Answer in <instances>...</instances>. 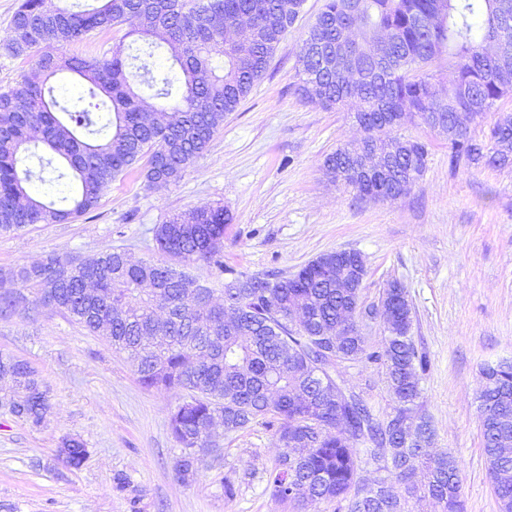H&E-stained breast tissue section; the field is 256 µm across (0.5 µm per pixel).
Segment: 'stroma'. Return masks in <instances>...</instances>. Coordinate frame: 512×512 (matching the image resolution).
<instances>
[{
    "mask_svg": "<svg viewBox=\"0 0 512 512\" xmlns=\"http://www.w3.org/2000/svg\"><path fill=\"white\" fill-rule=\"evenodd\" d=\"M325 0H305L264 77L224 118L204 155L173 183L155 185L136 162L104 190L97 208L63 224L0 233V292L14 270L47 255L87 258L109 249L171 264L156 229L189 209L221 206L224 264L248 274L290 275L330 250L361 253L363 306L379 304L399 282L413 312L411 334L426 354L421 410L431 453L461 463L466 512H499L479 420L481 370L512 360V166L452 164L447 137L422 121L400 133L429 145L427 169L392 202L360 201L330 182L324 160L361 137L348 113L324 109L298 91L297 57ZM20 0H0V89L31 60L8 51ZM131 23L64 45L86 59L129 45ZM26 308L0 316V350L26 359L49 389L51 410L33 428L0 408V512H294L277 502L267 473L280 451L273 430L256 423L233 435L216 427L222 448L197 476L178 478L181 449L169 429L179 401L144 387L124 354L26 289ZM340 377L376 418L396 402L380 363L360 358ZM83 442L78 468L59 456L64 439ZM236 487L224 494L223 480Z\"/></svg>",
    "mask_w": 512,
    "mask_h": 512,
    "instance_id": "1",
    "label": "stroma"
}]
</instances>
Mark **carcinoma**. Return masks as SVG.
<instances>
[{"label":"carcinoma","mask_w":512,"mask_h":512,"mask_svg":"<svg viewBox=\"0 0 512 512\" xmlns=\"http://www.w3.org/2000/svg\"><path fill=\"white\" fill-rule=\"evenodd\" d=\"M358 4L361 38L345 36L348 4ZM73 10L50 0H22L15 12L7 48L35 58L31 70L0 91V232L32 224L68 223L94 210L103 190L128 167L147 158L146 179L178 180L206 151L224 116L237 109L263 78L273 53L300 13L304 0H162L165 11L141 0H95ZM497 0H326L303 40L298 57L299 91L327 109L350 107L353 119L370 131L379 153L394 158L398 171L363 174L349 165L361 146L336 148L324 161L326 175L356 197L394 200L406 180L416 182L428 162V144L382 130L386 113L403 112L424 123L437 114V129L447 134L450 160L501 167L512 164V68L504 71L488 54L493 25L512 33V5ZM137 44L131 57L116 49L90 63L57 52L98 30L123 24ZM384 31L390 40L375 50L368 32ZM168 47L173 67L159 75L148 67L155 41ZM224 57L220 73L210 67ZM348 61L336 67V57ZM70 72L86 82L92 97H104V115L94 116L60 102L53 79ZM441 78L446 96L438 100L430 79ZM181 93L170 112H147L137 87L168 100L176 83ZM481 104L479 116L495 115L484 139L456 127L460 89ZM506 141L509 150H496ZM37 159L55 173L53 180L75 183L72 195L28 192ZM224 208L200 207L158 226L160 251L186 266L216 268L228 274L223 300L184 271L151 261L132 262L122 250L87 259L54 254L20 268L18 278L37 288L38 301L103 337L126 354L147 388L188 392L189 401L171 411L169 428L181 447L176 471L195 474L209 447L216 417L224 432L243 431L262 420L278 437L281 450L269 470L275 499L336 504V512H426L432 500L442 512H465L459 466L446 453L430 455L434 432L419 414L421 375L426 356L411 336L412 308L403 288L401 320L384 338L380 352H367L359 326L357 297L331 287L309 262L290 276L238 273L224 269L221 248ZM352 318L337 348L323 344L322 330H336L344 310ZM302 324H296V312ZM362 356L385 368L397 402L383 420L362 398H336L316 375V364L336 354ZM0 377L14 383L18 400L11 414L33 427L50 410L48 391L30 363L0 351ZM479 405L496 415L481 419L488 472L499 512H512V361L481 370ZM415 414L414 437L406 447L381 450L394 419ZM64 462L80 467L88 456L78 440L65 442ZM386 471L387 487L367 489L361 472Z\"/></svg>","instance_id":"carcinoma-1"}]
</instances>
